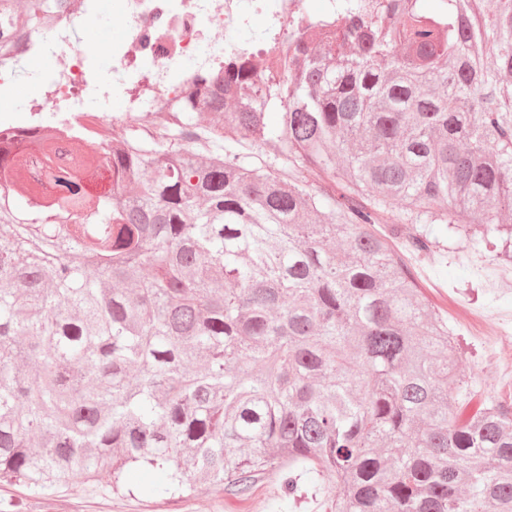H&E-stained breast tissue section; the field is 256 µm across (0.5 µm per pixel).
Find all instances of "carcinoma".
<instances>
[{"instance_id": "carcinoma-1", "label": "carcinoma", "mask_w": 512, "mask_h": 512, "mask_svg": "<svg viewBox=\"0 0 512 512\" xmlns=\"http://www.w3.org/2000/svg\"><path fill=\"white\" fill-rule=\"evenodd\" d=\"M78 4L0 0V62ZM479 4L332 0L268 73L199 76L175 129L112 143L108 192L96 151L63 168L51 127L1 134L0 480L150 466L156 495H244L277 471L294 499L302 468L335 512H512V405L473 402L374 230L424 225L420 255L478 224L512 258V0Z\"/></svg>"}]
</instances>
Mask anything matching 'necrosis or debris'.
I'll list each match as a JSON object with an SVG mask.
<instances>
[{"instance_id": "obj_1", "label": "necrosis or debris", "mask_w": 512, "mask_h": 512, "mask_svg": "<svg viewBox=\"0 0 512 512\" xmlns=\"http://www.w3.org/2000/svg\"><path fill=\"white\" fill-rule=\"evenodd\" d=\"M84 2L78 14H62L50 31L23 42L12 63H0V87L20 76L43 85L44 98L30 100L29 111L61 113L59 144L89 145L103 156L118 123L105 110L110 96H122L127 111L142 113L143 129L162 128L172 103L198 75L280 47L303 14L301 0H112L123 36L112 44L110 67L91 76L75 33L96 24L103 3ZM39 52L62 53L66 62L40 73L26 70L28 56Z\"/></svg>"}]
</instances>
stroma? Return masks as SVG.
Instances as JSON below:
<instances>
[{
  "mask_svg": "<svg viewBox=\"0 0 512 512\" xmlns=\"http://www.w3.org/2000/svg\"><path fill=\"white\" fill-rule=\"evenodd\" d=\"M121 36V27L111 10H104L94 27L80 30V41L97 65L108 66L109 50ZM416 225L402 224L391 243L400 253L424 288L428 299L448 320L462 351L460 367L474 380L473 388L481 396L505 399L506 393L495 367L491 364V343L512 347V335L491 339L473 335L468 312L474 308L492 311L512 310L511 296L489 293L485 281L500 262L493 237L467 238L441 232L442 255L430 261L408 252V241ZM306 495L288 501L281 490L279 475L269 474L258 481L249 493L234 496L223 487L195 482L191 488L175 495H149L140 491L115 493L102 487L82 490L56 485L38 496L28 495L22 486L0 481V512L18 500H25V512H331V500L324 485L310 478L301 481Z\"/></svg>",
  "mask_w": 512,
  "mask_h": 512,
  "instance_id": "obj_1",
  "label": "stroma"
}]
</instances>
